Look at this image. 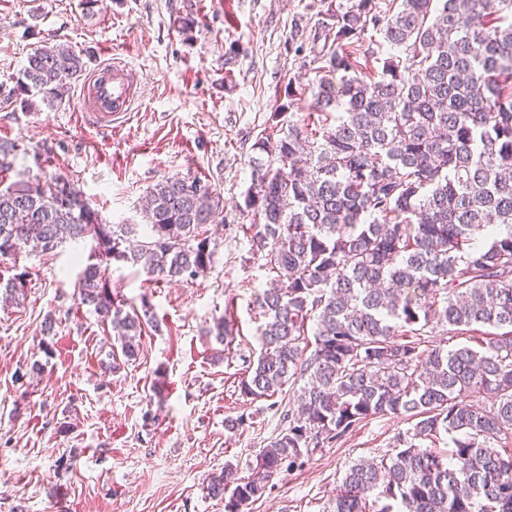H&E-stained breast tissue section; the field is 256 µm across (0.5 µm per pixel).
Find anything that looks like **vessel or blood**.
<instances>
[{"label": "vessel or blood", "mask_w": 512, "mask_h": 512, "mask_svg": "<svg viewBox=\"0 0 512 512\" xmlns=\"http://www.w3.org/2000/svg\"><path fill=\"white\" fill-rule=\"evenodd\" d=\"M140 80L124 62L101 65L85 81L80 106L99 129L111 128L113 121L125 118L138 98Z\"/></svg>", "instance_id": "1"}]
</instances>
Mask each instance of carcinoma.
Returning a JSON list of instances; mask_svg holds the SVG:
<instances>
[{
    "instance_id": "cac0c4a2",
    "label": "carcinoma",
    "mask_w": 512,
    "mask_h": 512,
    "mask_svg": "<svg viewBox=\"0 0 512 512\" xmlns=\"http://www.w3.org/2000/svg\"><path fill=\"white\" fill-rule=\"evenodd\" d=\"M391 2L320 13L314 111L253 144L244 210L276 278L255 295L260 350L239 389L259 400L303 385L288 428L249 476L231 462L211 476L206 494L224 512H241L277 472L377 415L410 428L394 452L350 465L323 512H512V449L497 448L512 439V0ZM384 48L381 74L365 79L361 60ZM84 67L68 46L43 45L27 57L22 87L51 104ZM20 151L0 140V173ZM223 212L211 181L170 178L144 197V232L104 222L61 176L0 178V257L51 252L93 229L77 293L110 320L131 361L155 314L145 300L124 311L111 262L157 280L202 275L213 258L207 226ZM1 284L23 298L27 273ZM435 325L496 333L476 347L425 349ZM210 334L232 343L224 319ZM444 435L448 451L438 448Z\"/></svg>"
}]
</instances>
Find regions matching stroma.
<instances>
[{
  "label": "stroma",
  "mask_w": 512,
  "mask_h": 512,
  "mask_svg": "<svg viewBox=\"0 0 512 512\" xmlns=\"http://www.w3.org/2000/svg\"><path fill=\"white\" fill-rule=\"evenodd\" d=\"M330 0H0V138L23 151L14 172L74 179L103 219L142 223L147 190L170 177L221 185L224 212L214 262L193 280L155 282L112 263V290L128 306L149 302L135 361L118 372L112 328L79 303L75 284L90 243L0 260L24 272L25 299L0 296V512H224L204 488L225 463L246 476L284 429L293 384L273 398L243 397L239 382L259 349L255 294L274 275L253 253L239 211L251 183L257 134L313 109L321 75L308 67L307 37ZM63 43L86 69L120 59L143 79L128 120L98 132L79 115V81L61 103L19 92L27 57ZM302 93L289 97V85ZM224 317L230 350L207 330ZM52 321L53 332L42 326ZM244 418L230 432L228 420ZM407 423L381 416L316 449L304 466L275 474L243 512H323L345 470L387 454Z\"/></svg>",
  "instance_id": "obj_1"
}]
</instances>
